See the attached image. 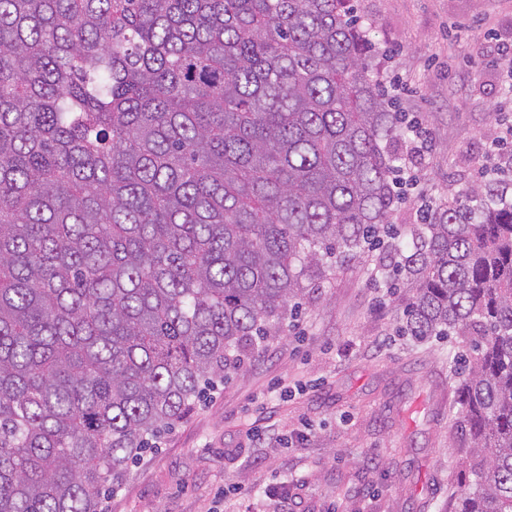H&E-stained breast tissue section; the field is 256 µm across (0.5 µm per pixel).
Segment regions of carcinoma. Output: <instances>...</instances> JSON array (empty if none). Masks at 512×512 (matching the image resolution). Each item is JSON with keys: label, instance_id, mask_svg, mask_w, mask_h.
<instances>
[{"label": "carcinoma", "instance_id": "cac0c4a2", "mask_svg": "<svg viewBox=\"0 0 512 512\" xmlns=\"http://www.w3.org/2000/svg\"><path fill=\"white\" fill-rule=\"evenodd\" d=\"M373 60L352 0H0V512H99L326 269L372 259L407 335L466 346L452 512H512V181L395 232Z\"/></svg>", "mask_w": 512, "mask_h": 512}]
</instances>
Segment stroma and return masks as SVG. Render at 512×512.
<instances>
[{
  "label": "stroma",
  "mask_w": 512,
  "mask_h": 512,
  "mask_svg": "<svg viewBox=\"0 0 512 512\" xmlns=\"http://www.w3.org/2000/svg\"><path fill=\"white\" fill-rule=\"evenodd\" d=\"M382 91L432 151L406 158L393 212L474 186L512 125V0H353ZM259 355L131 463L103 512H446L467 476L448 342L397 335L370 265L328 271ZM259 438H251V431Z\"/></svg>",
  "instance_id": "obj_1"
}]
</instances>
